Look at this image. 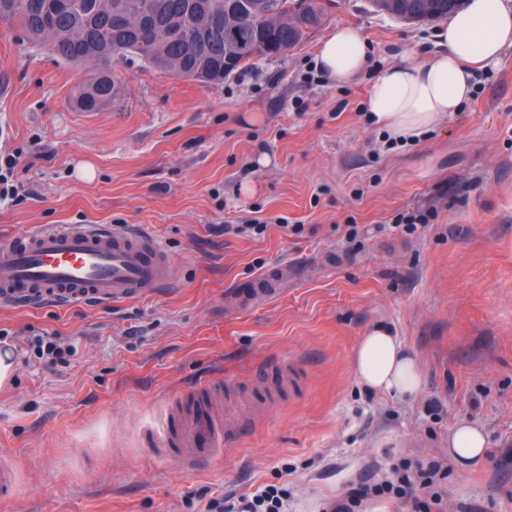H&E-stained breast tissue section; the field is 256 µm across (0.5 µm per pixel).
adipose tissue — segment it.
<instances>
[{"label":"adipose tissue","mask_w":512,"mask_h":512,"mask_svg":"<svg viewBox=\"0 0 512 512\" xmlns=\"http://www.w3.org/2000/svg\"><path fill=\"white\" fill-rule=\"evenodd\" d=\"M439 48L428 59L403 48L392 61L371 69L362 33L339 26L322 40L317 64L341 84L368 80L366 117L391 145L418 143L445 126L472 97L480 74L499 65L512 49V0H469L439 33ZM367 388L400 395L417 394L421 373L414 355L383 326L366 332L353 357ZM486 438L475 425L459 423L448 438L453 459L476 465Z\"/></svg>","instance_id":"1"}]
</instances>
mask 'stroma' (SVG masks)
I'll return each instance as SVG.
<instances>
[{
    "label": "stroma",
    "mask_w": 512,
    "mask_h": 512,
    "mask_svg": "<svg viewBox=\"0 0 512 512\" xmlns=\"http://www.w3.org/2000/svg\"><path fill=\"white\" fill-rule=\"evenodd\" d=\"M339 25L360 30L376 66L396 48L437 49L438 23L328 0L283 56L211 85L116 61V99L81 112L72 99L94 63L0 22V154L17 155L20 191L0 201V237L137 224L172 264L168 285L137 300L0 307L15 364L0 455L19 474L0 512H209L270 484L287 489L286 512H321L433 459L448 467L441 512H512V49L446 126L402 147L368 123L367 81H308ZM418 212L427 224L398 227ZM276 268L285 293L235 304ZM377 324L415 353V396L357 380L354 349ZM47 336L64 352L54 365L33 346ZM291 364L295 390L278 373ZM208 379L214 412L241 431L193 464L151 447L149 428ZM464 420L486 437L467 468L448 453Z\"/></svg>",
    "instance_id": "obj_1"
}]
</instances>
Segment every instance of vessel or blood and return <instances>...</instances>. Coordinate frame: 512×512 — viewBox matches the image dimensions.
<instances>
[{"label":"vessel or blood","instance_id":"1","mask_svg":"<svg viewBox=\"0 0 512 512\" xmlns=\"http://www.w3.org/2000/svg\"><path fill=\"white\" fill-rule=\"evenodd\" d=\"M168 266L163 251L137 228L55 224L0 239V303L107 305L142 298L168 281ZM275 282L269 273L255 278L242 300L265 303L277 298ZM231 431V425L222 424L202 404L188 414H167L149 437L162 452L194 462Z\"/></svg>","mask_w":512,"mask_h":512}]
</instances>
